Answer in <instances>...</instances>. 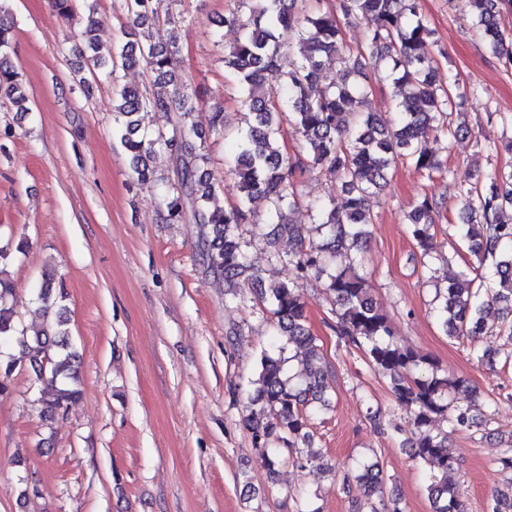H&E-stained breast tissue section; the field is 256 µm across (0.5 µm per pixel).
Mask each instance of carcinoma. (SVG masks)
<instances>
[{
  "label": "carcinoma",
  "instance_id": "carcinoma-1",
  "mask_svg": "<svg viewBox=\"0 0 512 512\" xmlns=\"http://www.w3.org/2000/svg\"><path fill=\"white\" fill-rule=\"evenodd\" d=\"M123 2L128 24L112 52H101L88 18L79 32V53L89 71L106 68L114 83L119 70L141 62L155 74L153 91L119 86L112 101L113 129L136 179L143 181L153 173L150 163L156 155L169 156L175 180L165 198V220L179 223L188 214L193 217L200 226L206 272L224 279L230 288L261 279V267L240 228L254 223L251 201L268 202L277 221L269 233L272 249L264 261L291 266L302 278L312 271L327 274V290L336 305V336L364 352L370 369L386 380L398 407L410 418L409 428L393 427L394 438L431 468L427 492L433 512H465L450 481L457 457L448 435L481 427L485 414L475 397L464 404L452 399L459 381L449 378L432 357L393 341L391 324L357 269L359 259L350 255L363 253L366 225L373 223L366 201L381 189L391 167L406 160L430 180L445 177L448 165L442 155L448 154L451 140L462 131L453 126L451 115L464 106L468 90L456 79L441 78L429 52L432 30L420 0H333L323 11L310 8L308 0H236L237 7L224 16V23L239 28L242 36L225 53L224 66L235 77L246 116L227 164L238 180L240 199L227 210L208 206L223 184L204 171L210 157L192 121L193 94L166 91L180 81L178 25L172 11L179 0ZM470 3L489 53L511 66L512 35L504 18L512 14V0ZM162 13L171 25L166 38L150 32L148 25ZM358 18L369 20L370 27L364 44L350 49L341 40V26ZM14 32L13 17L0 6V92L10 107L27 112L23 78L5 57ZM286 33L297 39L301 49L300 62L287 71L280 64ZM328 55L336 56L342 71L339 84L321 80V58ZM369 68L387 73L397 111L392 122L360 109L367 96ZM141 112H173L176 117L166 132H141L136 119ZM285 113L300 141L292 155L281 148ZM431 133L436 134L435 147L429 145ZM310 169L341 180L345 197L339 205L333 197L309 202L322 238L305 246L299 226L286 221L285 211L299 205L296 177ZM444 207L443 198L426 195L408 216L409 233L425 266L433 259L434 216ZM463 213L456 232L477 265L448 271V285L436 289L435 298L448 337L475 342L487 333V309L495 306L512 316V168L496 169L487 183L463 192ZM26 244L20 238L0 245V340L17 343L22 352L16 358L0 351V394L9 391L10 378L23 361L49 388L41 406L44 418L52 420L79 397L82 360L71 341L63 305L66 292L56 284L53 269H44L36 293L45 322L30 331L18 318L8 266ZM339 258L347 262L339 264ZM254 298L265 307L281 345L276 353H261L250 401L260 406L262 416H248L243 424L254 444L264 448L263 463L274 473L282 456L268 443L276 440L295 452L310 442L309 421L328 406L335 374L307 325L298 283H275L255 291ZM289 345L306 356L298 373L286 367L284 351ZM439 417L447 428L433 426ZM343 483L363 490L364 499L355 500L354 512H403L399 500H385L376 465L356 466L352 475H343ZM491 512H512V480L508 491L494 496Z\"/></svg>",
  "mask_w": 512,
  "mask_h": 512
}]
</instances>
